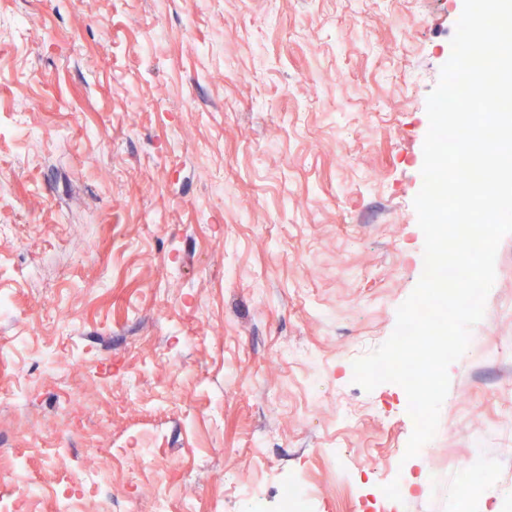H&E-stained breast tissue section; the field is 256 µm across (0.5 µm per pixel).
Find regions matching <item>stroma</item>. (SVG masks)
I'll use <instances>...</instances> for the list:
<instances>
[{
  "label": "stroma",
  "mask_w": 512,
  "mask_h": 512,
  "mask_svg": "<svg viewBox=\"0 0 512 512\" xmlns=\"http://www.w3.org/2000/svg\"><path fill=\"white\" fill-rule=\"evenodd\" d=\"M463 7L279 0L272 29L266 0H0V291L15 308L0 389L33 399L0 404V477L50 491L112 448L130 459L111 470L112 512H154L161 493L170 512H240L251 484L281 512L299 483L306 512H367V482L403 512L512 505V360L495 349L512 336V234L420 490L405 391L353 381L423 273L427 98ZM301 351L324 371L311 398ZM63 390L79 396L68 412ZM143 448L157 456L140 466ZM477 456L493 476L456 497L457 463ZM374 457L389 465L370 475Z\"/></svg>",
  "instance_id": "obj_1"
}]
</instances>
